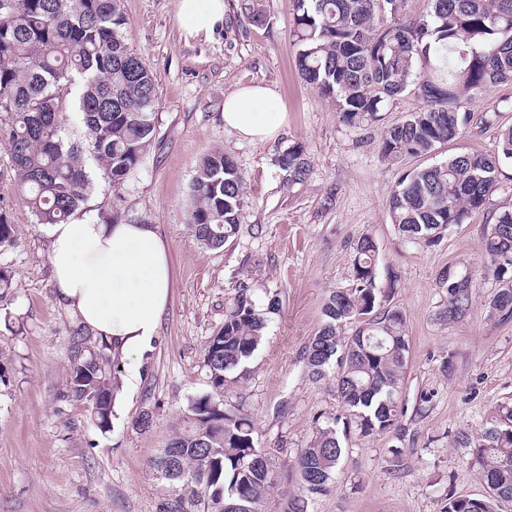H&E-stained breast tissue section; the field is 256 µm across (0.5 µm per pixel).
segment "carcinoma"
Masks as SVG:
<instances>
[{
  "mask_svg": "<svg viewBox=\"0 0 512 512\" xmlns=\"http://www.w3.org/2000/svg\"><path fill=\"white\" fill-rule=\"evenodd\" d=\"M405 0H290L296 68L313 90L332 100L349 125L379 121L385 104L411 91L424 102L380 141L382 158L399 163L429 157L462 134L465 103L512 84V0H428V18L407 20ZM122 0H0V127L17 187L37 224L66 222L95 191L97 180L124 183L155 140V77L126 42ZM81 117L83 138L65 133L62 115ZM512 161V126L499 131L498 152H461L408 173L389 198L392 223L406 241L434 246L452 224L483 210L501 163ZM279 163L294 175L307 171L304 150L292 145ZM245 180L221 151L206 155L191 186L187 224L203 247L220 249L238 232ZM10 209L0 205V247L15 241ZM481 249L498 289L489 312L512 318V210L486 225ZM378 246L356 245L353 284L330 294L323 323L305 348L312 379L334 370L336 397L348 427L363 438L395 430L398 393L409 354L404 315L377 285ZM438 286L448 294V320L472 306L471 275L445 270ZM256 306L239 289L224 325L207 342L204 362L215 390L246 366L265 338L278 290ZM72 336L71 397L91 406L93 420L110 428L113 391L104 364ZM193 425L171 436L152 461L172 488L158 512H262L276 483L260 450L252 417L211 395L191 404ZM338 418L315 422L294 462L296 491L282 512H313L341 468L344 446ZM464 444L487 487L483 498H448L444 512H497L512 502V400L494 403L485 427Z\"/></svg>",
  "mask_w": 512,
  "mask_h": 512,
  "instance_id": "obj_1",
  "label": "carcinoma"
}]
</instances>
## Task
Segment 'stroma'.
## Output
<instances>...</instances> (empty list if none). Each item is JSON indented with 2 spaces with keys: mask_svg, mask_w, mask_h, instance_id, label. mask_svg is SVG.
<instances>
[{
  "mask_svg": "<svg viewBox=\"0 0 512 512\" xmlns=\"http://www.w3.org/2000/svg\"><path fill=\"white\" fill-rule=\"evenodd\" d=\"M224 2L221 28L189 37L175 19L177 0H122L126 41L156 78L157 133L138 170L122 185H100L88 206L106 223L152 226L168 252L172 289L136 388L114 371L120 383L109 431L96 427L87 403L67 395L79 320L57 298L49 228L23 202L0 141V205L9 207L17 236L0 248V269L11 276L0 299V360L10 375L0 387V512H158L171 490L150 462L186 426L191 399L211 392L207 341L243 285L259 304L266 290H279L280 310L247 374L227 384L222 398L252 416L277 473L263 510L280 512L315 421L344 414L332 380L309 378L303 352L329 294L350 288L355 246L366 235L379 247L378 285L391 289L410 340L401 415L390 435L349 434L335 487L313 512H442L448 497L483 496L472 450L458 437L479 433L490 405L512 398V319L485 306L498 284L481 250L486 224L512 209V162L502 164L484 210L434 246L405 242L388 201L418 162L388 163L379 143L421 99L402 95L381 121L347 125L296 69L288 0ZM254 84L274 89L284 104L287 119L275 140L252 141L224 126L225 97ZM467 108L462 136L442 145L435 161L462 151L494 154L499 129L512 125V87L490 89ZM293 144L309 163L300 178L278 162ZM216 149L244 174L246 205L237 234L209 250L186 217L197 166ZM450 266L473 273L472 308L457 321L447 319V294L438 286ZM145 413L151 425L142 431L135 422ZM396 449L397 471L390 464Z\"/></svg>",
  "mask_w": 512,
  "mask_h": 512,
  "instance_id": "stroma-1",
  "label": "stroma"
}]
</instances>
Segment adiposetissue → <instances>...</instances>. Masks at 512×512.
I'll return each instance as SVG.
<instances>
[{
  "instance_id": "adipose-tissue-1",
  "label": "adipose tissue",
  "mask_w": 512,
  "mask_h": 512,
  "mask_svg": "<svg viewBox=\"0 0 512 512\" xmlns=\"http://www.w3.org/2000/svg\"><path fill=\"white\" fill-rule=\"evenodd\" d=\"M176 20L186 35L209 33L224 21V0H178ZM286 119L280 96L255 85L224 99V125L257 140L276 139ZM50 263L61 302L126 363L127 387L139 382V363L157 335L170 297L166 249L147 224H104L91 210L49 227Z\"/></svg>"
}]
</instances>
